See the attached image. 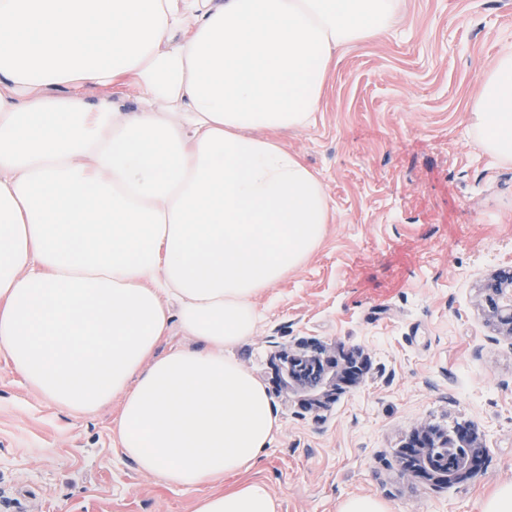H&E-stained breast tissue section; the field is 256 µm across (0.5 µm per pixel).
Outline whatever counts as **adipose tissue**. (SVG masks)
Returning <instances> with one entry per match:
<instances>
[{"label": "adipose tissue", "mask_w": 512, "mask_h": 512, "mask_svg": "<svg viewBox=\"0 0 512 512\" xmlns=\"http://www.w3.org/2000/svg\"><path fill=\"white\" fill-rule=\"evenodd\" d=\"M401 2L0 0V357L59 407L119 401L117 447L161 482L247 472L278 434L226 352L332 216L279 136L313 125L338 52ZM471 119L512 163L511 45ZM175 329L194 346L159 351ZM195 512L279 502L253 481Z\"/></svg>", "instance_id": "ef3b65f1"}]
</instances>
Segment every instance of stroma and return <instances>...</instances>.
<instances>
[{
    "label": "stroma",
    "mask_w": 512,
    "mask_h": 512,
    "mask_svg": "<svg viewBox=\"0 0 512 512\" xmlns=\"http://www.w3.org/2000/svg\"><path fill=\"white\" fill-rule=\"evenodd\" d=\"M512 44V0H404L393 32L338 55L314 124L285 139L319 174L333 218L321 249L261 292L254 335L228 349L268 387L280 430L247 472L280 512H482L512 484V339L477 305L512 268V164L469 121ZM361 350L370 371L314 413L271 383L302 341ZM117 406L56 407L0 359V512H194L205 487L161 483L113 442ZM474 425L486 469L450 488L407 478L411 427ZM383 502L376 498L355 496L341 503L339 512H387Z\"/></svg>",
    "instance_id": "1"
}]
</instances>
